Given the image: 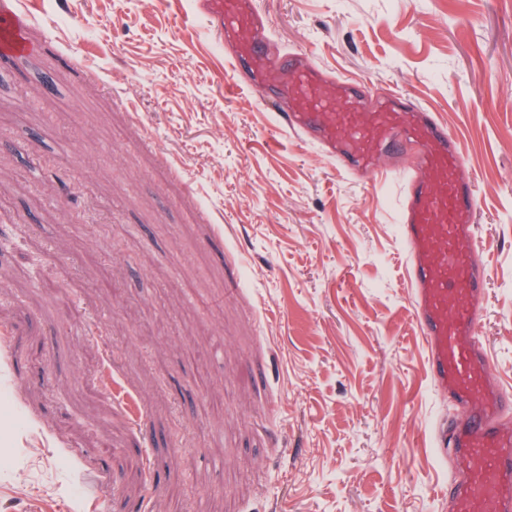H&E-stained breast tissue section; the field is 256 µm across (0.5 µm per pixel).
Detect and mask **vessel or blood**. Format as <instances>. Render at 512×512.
I'll list each match as a JSON object with an SVG mask.
<instances>
[{
	"label": "vessel or blood",
	"instance_id": "b4317fda",
	"mask_svg": "<svg viewBox=\"0 0 512 512\" xmlns=\"http://www.w3.org/2000/svg\"><path fill=\"white\" fill-rule=\"evenodd\" d=\"M214 41L228 50L233 82L260 91L277 85L283 105L277 133L315 139L339 169L373 179L382 170L407 176L402 211L407 281L414 319L428 348L432 382L458 413L435 428L457 474L448 482L449 512H512V431L503 414L512 392L490 378L478 336L488 284L475 216V182L446 124L392 92H347L304 54L272 56L258 0H198Z\"/></svg>",
	"mask_w": 512,
	"mask_h": 512
}]
</instances>
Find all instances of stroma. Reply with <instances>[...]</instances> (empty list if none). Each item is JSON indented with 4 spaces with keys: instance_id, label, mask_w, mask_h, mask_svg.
<instances>
[{
    "instance_id": "stroma-1",
    "label": "stroma",
    "mask_w": 512,
    "mask_h": 512,
    "mask_svg": "<svg viewBox=\"0 0 512 512\" xmlns=\"http://www.w3.org/2000/svg\"><path fill=\"white\" fill-rule=\"evenodd\" d=\"M196 0H15L0 53V512H448L398 213ZM273 52L433 112L475 178L512 389V0H260ZM85 464L73 474L68 460Z\"/></svg>"
}]
</instances>
